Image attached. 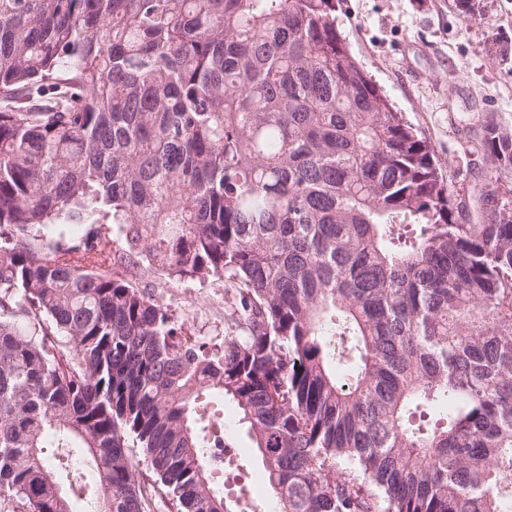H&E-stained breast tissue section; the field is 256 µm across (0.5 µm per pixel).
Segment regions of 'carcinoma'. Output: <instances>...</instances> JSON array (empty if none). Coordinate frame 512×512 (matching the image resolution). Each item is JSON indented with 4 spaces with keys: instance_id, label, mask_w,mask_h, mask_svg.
Masks as SVG:
<instances>
[{
    "instance_id": "carcinoma-1",
    "label": "carcinoma",
    "mask_w": 512,
    "mask_h": 512,
    "mask_svg": "<svg viewBox=\"0 0 512 512\" xmlns=\"http://www.w3.org/2000/svg\"><path fill=\"white\" fill-rule=\"evenodd\" d=\"M335 12L0 0V512H232L213 392L281 512H512V193L454 194ZM155 288H149L155 298L170 305L201 334L224 335V285L222 282H177L156 274ZM223 334V335H222Z\"/></svg>"
}]
</instances>
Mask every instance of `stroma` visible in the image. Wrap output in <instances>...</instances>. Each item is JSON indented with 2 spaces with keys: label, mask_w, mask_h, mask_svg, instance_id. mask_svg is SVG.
I'll return each instance as SVG.
<instances>
[{
  "label": "stroma",
  "mask_w": 512,
  "mask_h": 512,
  "mask_svg": "<svg viewBox=\"0 0 512 512\" xmlns=\"http://www.w3.org/2000/svg\"><path fill=\"white\" fill-rule=\"evenodd\" d=\"M452 0H339L336 20L349 50L394 107L432 143L456 195L471 198L485 184L490 162L481 150L489 124L512 131V0H481L487 17L468 23ZM153 295L202 334L224 330V285L154 278ZM224 435L237 450L240 475L225 495L248 484L263 512H280L247 425L235 405L212 398Z\"/></svg>",
  "instance_id": "1"
}]
</instances>
